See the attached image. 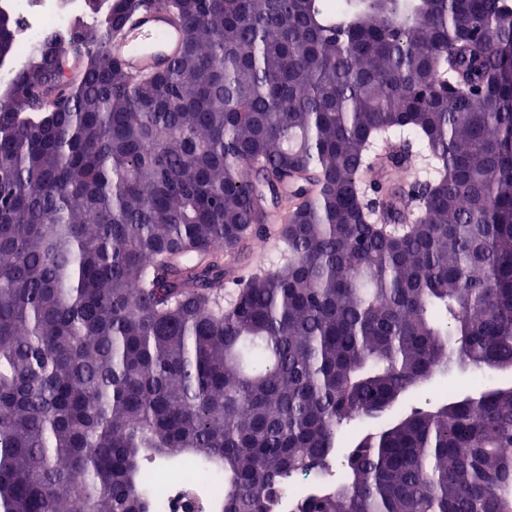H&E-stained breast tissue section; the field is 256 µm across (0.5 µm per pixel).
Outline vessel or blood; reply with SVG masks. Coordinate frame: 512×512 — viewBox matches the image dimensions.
<instances>
[{"label":"vessel or blood","mask_w":512,"mask_h":512,"mask_svg":"<svg viewBox=\"0 0 512 512\" xmlns=\"http://www.w3.org/2000/svg\"><path fill=\"white\" fill-rule=\"evenodd\" d=\"M183 27L157 5L142 7L122 41L112 43V54L121 59L127 71L165 69L182 51Z\"/></svg>","instance_id":"b4317fda"}]
</instances>
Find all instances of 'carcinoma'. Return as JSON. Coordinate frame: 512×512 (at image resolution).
<instances>
[{
	"label": "carcinoma",
	"instance_id": "obj_1",
	"mask_svg": "<svg viewBox=\"0 0 512 512\" xmlns=\"http://www.w3.org/2000/svg\"><path fill=\"white\" fill-rule=\"evenodd\" d=\"M132 2L0 103V512H157L147 455L218 512L310 474L288 512H512L511 381L402 407L512 371V0H155L186 39L139 75ZM395 130L435 169L408 219L367 195Z\"/></svg>",
	"mask_w": 512,
	"mask_h": 512
}]
</instances>
